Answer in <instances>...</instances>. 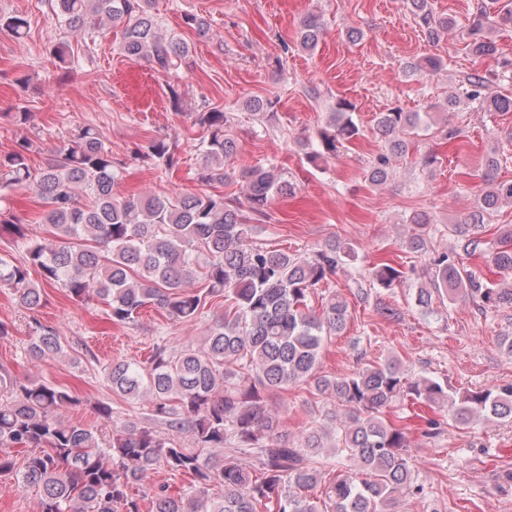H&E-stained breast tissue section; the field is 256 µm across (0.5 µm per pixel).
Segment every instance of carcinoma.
I'll use <instances>...</instances> for the list:
<instances>
[{"label": "carcinoma", "instance_id": "obj_1", "mask_svg": "<svg viewBox=\"0 0 512 512\" xmlns=\"http://www.w3.org/2000/svg\"><path fill=\"white\" fill-rule=\"evenodd\" d=\"M410 5L434 39L455 25L450 17L434 16L427 0H410ZM51 7L59 25L71 33L105 35L121 26L119 53L143 58L159 73L192 56L186 41L161 33L154 0H51ZM509 25L512 5L477 8L467 47L477 58H496L498 70L467 74L448 98V109L467 100L490 112L512 111V97L489 92L500 71L512 64L490 34ZM30 29L27 16L0 14V32L17 42ZM322 31L320 18L308 16L298 34L300 46L314 49ZM51 53L65 70L79 58V49L68 40L53 44ZM443 65L442 58L430 56L411 64V70L430 77ZM353 111L352 103H337L330 124L317 134L318 148L306 153L308 164L318 166L360 136ZM428 117V112L400 108L376 115L385 151L368 171L369 183L388 180L392 160L408 152L406 134ZM194 124L203 131L197 180L222 184L239 149L227 130L226 112L209 104L195 113ZM31 148L23 140L0 154V192L33 186L52 234L34 240L17 213L0 208V237L9 236L22 252L20 260L0 257V286L12 290L20 307L40 308L44 288L50 286L77 303L98 298L112 323L129 325L148 308L190 323L202 318L214 300L228 302L201 344L174 348L158 343L147 364L123 360L107 374L113 394L147 399L150 420L175 433L187 432L188 444L148 426L116 423L111 405L103 401L93 410L111 433L66 420L63 412L81 404L76 395L49 382L22 381L0 365V474L13 473L22 485L39 487L40 512H380L422 491L415 482L404 417L393 411L398 404L446 408L465 428L480 421L512 423V384L453 390L436 378L411 376L398 355L351 374L320 371L328 340L344 332L351 314L340 295H330L319 313L309 306L310 297L351 250L333 240L306 256L253 241L255 225L268 217L272 200L292 192L278 166L239 171L245 208L216 193H117L122 163L94 126L77 130L37 174L29 164ZM136 155L169 170L178 165L164 139L151 140ZM500 165L498 157L486 159L475 206L448 226L461 237L460 252L429 259L425 282L415 294V305L426 316L435 313L437 301L460 297L512 307V287L500 286L462 260L481 252L487 219L512 204V181L493 175ZM409 223L413 233L406 248L428 253L430 215L416 212ZM492 264L498 274L512 271L510 224L500 230ZM33 267L43 277L40 285L29 278ZM370 276L385 289L409 280L392 260L377 263ZM27 329L29 357L67 354L68 345L53 326L31 316ZM302 387L331 405L326 415L332 428L308 425L290 440L267 398ZM12 448L27 449L20 468ZM241 455L251 464H242ZM338 458L339 469L326 472L325 463ZM160 466L189 476V484L176 493L167 485L143 488Z\"/></svg>", "mask_w": 512, "mask_h": 512}]
</instances>
